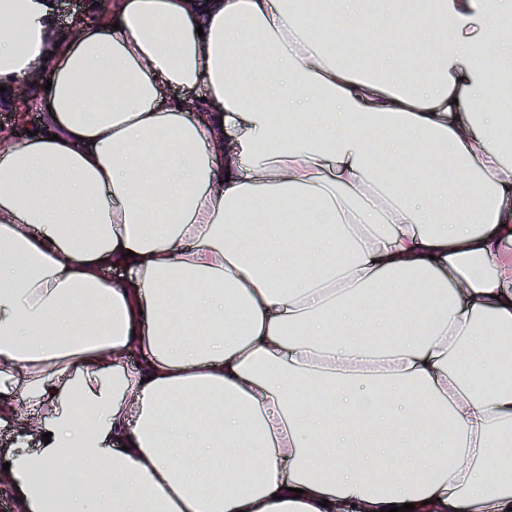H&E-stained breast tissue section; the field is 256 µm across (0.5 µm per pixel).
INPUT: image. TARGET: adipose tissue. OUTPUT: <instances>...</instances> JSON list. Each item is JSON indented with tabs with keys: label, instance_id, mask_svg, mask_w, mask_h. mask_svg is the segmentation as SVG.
Returning <instances> with one entry per match:
<instances>
[{
	"label": "adipose tissue",
	"instance_id": "adipose-tissue-1",
	"mask_svg": "<svg viewBox=\"0 0 512 512\" xmlns=\"http://www.w3.org/2000/svg\"><path fill=\"white\" fill-rule=\"evenodd\" d=\"M52 2L0 0V85H51L0 150L18 512H512V0H114L69 34ZM200 85L192 120L167 92Z\"/></svg>",
	"mask_w": 512,
	"mask_h": 512
}]
</instances>
